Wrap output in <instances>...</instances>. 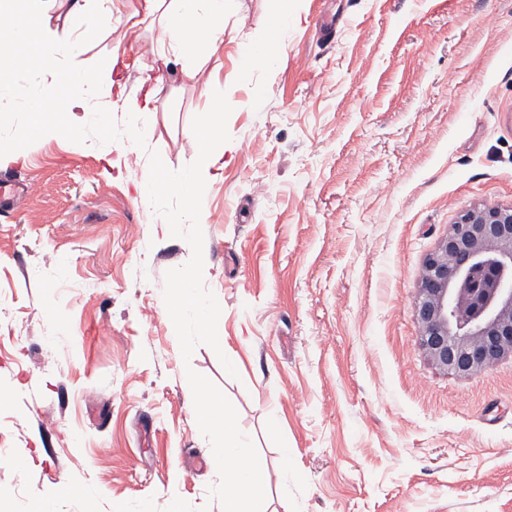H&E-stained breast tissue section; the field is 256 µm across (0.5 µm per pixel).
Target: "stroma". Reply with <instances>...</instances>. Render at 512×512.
<instances>
[{
    "label": "stroma",
    "mask_w": 512,
    "mask_h": 512,
    "mask_svg": "<svg viewBox=\"0 0 512 512\" xmlns=\"http://www.w3.org/2000/svg\"><path fill=\"white\" fill-rule=\"evenodd\" d=\"M271 5L233 0L217 52L162 72L145 147L58 135L0 166L43 187L0 207L6 512H222L189 367L235 407L270 512H512V360L441 370L415 316L459 213L512 205V0H294L273 66L243 79ZM166 18L130 28L122 71L112 30L84 47L78 65L105 67L81 121L99 105L124 123ZM92 19L47 0L43 28ZM207 112L237 146L200 217L224 349L186 360L162 291L191 248L136 185L192 164Z\"/></svg>",
    "instance_id": "35a3bbf8"
}]
</instances>
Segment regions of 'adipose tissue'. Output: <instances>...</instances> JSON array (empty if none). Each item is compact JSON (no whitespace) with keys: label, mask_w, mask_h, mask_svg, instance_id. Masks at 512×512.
Here are the masks:
<instances>
[{"label":"adipose tissue","mask_w":512,"mask_h":512,"mask_svg":"<svg viewBox=\"0 0 512 512\" xmlns=\"http://www.w3.org/2000/svg\"><path fill=\"white\" fill-rule=\"evenodd\" d=\"M228 0H172L167 24V44L157 47L155 63L165 69L178 55H197L217 50L224 32V14ZM71 10L81 14L93 12L94 22L79 35L77 42L67 44L66 52H77L81 45L94 41L99 33L111 26L113 0H72ZM232 142L218 133L210 116H203L197 131L195 164L179 171H155L140 182L137 190L142 197L161 194L178 196L183 201V213L197 217L213 168L221 164Z\"/></svg>","instance_id":"obj_1"}]
</instances>
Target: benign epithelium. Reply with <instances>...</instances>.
I'll return each mask as SVG.
<instances>
[{"instance_id":"7a95c632","label":"benign epithelium","mask_w":512,"mask_h":512,"mask_svg":"<svg viewBox=\"0 0 512 512\" xmlns=\"http://www.w3.org/2000/svg\"><path fill=\"white\" fill-rule=\"evenodd\" d=\"M415 313L443 370L467 378L512 359V205L458 216L425 260Z\"/></svg>"}]
</instances>
